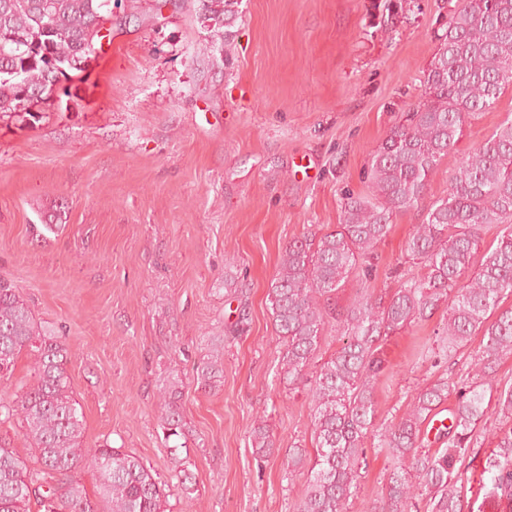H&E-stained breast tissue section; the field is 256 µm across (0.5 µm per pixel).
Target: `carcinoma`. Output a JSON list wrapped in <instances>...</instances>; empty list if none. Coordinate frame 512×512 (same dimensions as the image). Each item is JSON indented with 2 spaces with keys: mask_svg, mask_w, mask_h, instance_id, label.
I'll use <instances>...</instances> for the list:
<instances>
[{
  "mask_svg": "<svg viewBox=\"0 0 512 512\" xmlns=\"http://www.w3.org/2000/svg\"><path fill=\"white\" fill-rule=\"evenodd\" d=\"M205 19L232 37L238 0H197ZM122 0H0V124L35 125L54 90L71 96L63 82L84 71L90 47L100 39L101 19ZM438 47L424 71V93L369 154L367 193L348 194L342 219L327 232L308 230L288 242L269 290L280 374L302 386L312 402L316 454L295 443L288 477L306 476L296 512H347L367 448L383 451L392 468L376 512H465L455 466L477 444L476 431L493 427L495 444L482 474L485 498L512 509V388L486 404L498 362L512 355V119H506L476 150L460 157L447 192L429 196L432 175L471 119L495 108L512 86V0H461L452 10ZM421 211L422 221L406 243L409 262L423 270L402 278L385 296L363 286L347 307L336 293L350 277L372 279L370 259L391 230L393 217ZM497 229L495 243L484 237ZM447 310L442 326L421 356L437 368L481 337L475 370L457 380L441 376L417 391L398 421L378 419L375 387L386 369L383 342L389 335ZM336 331L339 349L317 363L321 344ZM224 346L211 344L197 367L204 386L221 371ZM31 359L32 385L20 396H0V424L20 421L24 448L0 439V512H165L172 488L193 485L181 475L184 461L171 449L172 486L139 457L119 448L83 447L84 420L67 372L59 334L38 320L23 292L0 277V379L15 361ZM454 396L444 447L423 450L422 426ZM172 383L160 393L165 440L185 437L186 421ZM254 455L265 458L275 443L267 420L251 430ZM87 467L96 476V498L73 480Z\"/></svg>",
  "mask_w": 512,
  "mask_h": 512,
  "instance_id": "carcinoma-1",
  "label": "carcinoma"
}]
</instances>
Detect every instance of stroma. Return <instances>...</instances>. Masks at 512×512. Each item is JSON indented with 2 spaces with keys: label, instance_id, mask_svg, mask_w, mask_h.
<instances>
[{
  "label": "stroma",
  "instance_id": "stroma-1",
  "mask_svg": "<svg viewBox=\"0 0 512 512\" xmlns=\"http://www.w3.org/2000/svg\"><path fill=\"white\" fill-rule=\"evenodd\" d=\"M457 0H240L232 45L195 0H123L69 95L34 127L0 126V276L59 330L85 424L170 478L159 391L180 390L190 495L168 512H294V442L313 448L305 390L278 375L268 292L282 249L333 227L344 191L366 190L370 152L424 92ZM512 116V88L476 116L430 183L442 195L464 153ZM422 217L397 215L373 260L376 292L406 270ZM443 319L389 337L380 418L399 417L439 369L418 358ZM224 339L209 389L196 366ZM268 414L276 450L249 440ZM391 460L369 454L348 512H370Z\"/></svg>",
  "mask_w": 512,
  "mask_h": 512
}]
</instances>
